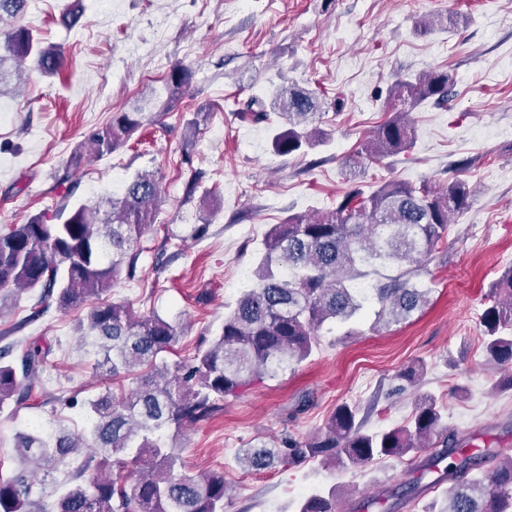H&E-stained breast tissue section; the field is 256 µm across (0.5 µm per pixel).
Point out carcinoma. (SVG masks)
I'll return each mask as SVG.
<instances>
[{
    "label": "carcinoma",
    "instance_id": "obj_1",
    "mask_svg": "<svg viewBox=\"0 0 512 512\" xmlns=\"http://www.w3.org/2000/svg\"><path fill=\"white\" fill-rule=\"evenodd\" d=\"M28 0H0V18H18ZM32 61L55 74L59 52L43 47L29 29L15 25L0 33V93L6 78ZM190 73L174 66L162 88L132 112H114L87 142L103 156L125 145L143 125L145 111L171 109L189 85ZM452 78L429 70L401 79L390 89L391 118L381 125L358 157L380 160L408 151L414 139L410 111L426 100L448 103ZM253 119L270 113L288 128L273 136L277 154L304 152L326 139L319 127L324 98L303 87H280L269 100H253ZM272 112H267V109ZM161 190L153 172L137 173L123 191L93 207L61 208L59 222L43 214L0 231V311L15 292L40 291L45 303L61 312L89 306L80 323L96 348V368L117 376L138 373L136 386L123 396L108 388L83 402L90 426L81 434L58 433L47 440L41 428L19 436L17 467L0 471V512H224V473L191 474L166 446L164 432L174 433L208 421L224 411V399L255 379L274 378L308 359L319 346L327 323L347 324L374 302L376 323L399 324L430 303L434 276L428 268L448 240L450 218L470 206L463 181L443 188L382 179L366 193L353 188L316 215H290L271 227L254 271V284L243 289L224 314V325L209 345L193 357L172 364L161 355L179 342L182 327L159 315L137 316L126 302L102 295L121 275H135L141 239L155 223ZM391 267L396 274L369 288L358 280ZM480 315L488 364L508 373L512 388V265L492 283ZM13 346L0 348V407H20L36 389L51 348L30 342L20 358ZM355 405L342 403L325 430L305 440L284 437L279 447L240 450L248 472L321 459L344 469L366 467L385 459L418 458L419 470L433 472L447 458L452 475L446 506L431 503L426 512H512V455L467 454L448 436L442 407L430 396L416 403L409 419L382 431H369ZM66 464L62 494L47 491L48 478ZM52 504H45L49 496ZM296 512H337L336 489L305 498Z\"/></svg>",
    "mask_w": 512,
    "mask_h": 512
}]
</instances>
